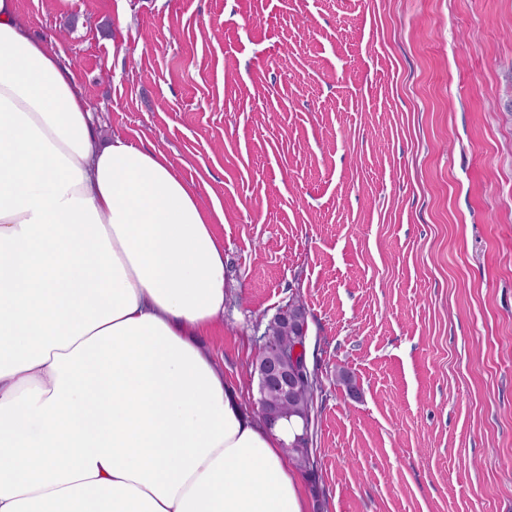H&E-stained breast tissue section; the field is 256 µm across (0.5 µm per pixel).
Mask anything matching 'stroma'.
I'll list each match as a JSON object with an SVG mask.
<instances>
[{
	"mask_svg": "<svg viewBox=\"0 0 512 512\" xmlns=\"http://www.w3.org/2000/svg\"><path fill=\"white\" fill-rule=\"evenodd\" d=\"M16 3L100 142L222 205L210 344L244 407L303 300L312 512H512V0Z\"/></svg>",
	"mask_w": 512,
	"mask_h": 512,
	"instance_id": "35a3bbf8",
	"label": "stroma"
}]
</instances>
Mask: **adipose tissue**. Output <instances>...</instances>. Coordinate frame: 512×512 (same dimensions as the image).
Returning a JSON list of instances; mask_svg holds the SVG:
<instances>
[{
    "mask_svg": "<svg viewBox=\"0 0 512 512\" xmlns=\"http://www.w3.org/2000/svg\"><path fill=\"white\" fill-rule=\"evenodd\" d=\"M223 221L161 150L99 143L0 0V512H309L301 420L246 410L205 343Z\"/></svg>",
    "mask_w": 512,
    "mask_h": 512,
    "instance_id": "adipose-tissue-1",
    "label": "adipose tissue"
}]
</instances>
